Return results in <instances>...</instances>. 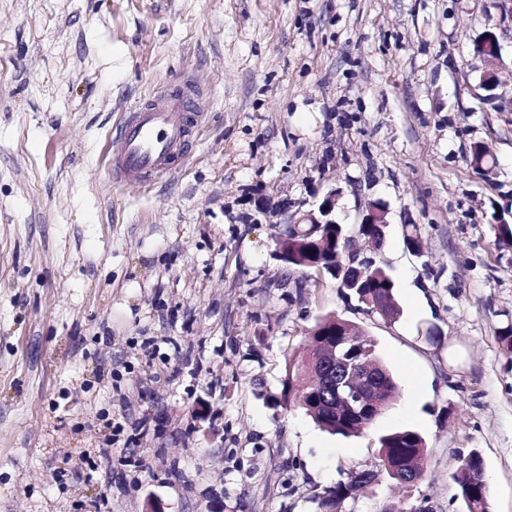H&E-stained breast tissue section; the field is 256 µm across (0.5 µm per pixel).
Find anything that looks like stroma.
Returning a JSON list of instances; mask_svg holds the SVG:
<instances>
[{"label":"stroma","mask_w":512,"mask_h":512,"mask_svg":"<svg viewBox=\"0 0 512 512\" xmlns=\"http://www.w3.org/2000/svg\"><path fill=\"white\" fill-rule=\"evenodd\" d=\"M487 31L511 59L512 0H0V512H315L400 428L423 478L340 512H463L473 451L512 512V69L483 89ZM185 79L204 116L184 162L115 183L125 113ZM332 190L347 231L385 211L382 246L356 249L397 321L280 257ZM333 314L401 389L357 437L271 403Z\"/></svg>","instance_id":"obj_1"}]
</instances>
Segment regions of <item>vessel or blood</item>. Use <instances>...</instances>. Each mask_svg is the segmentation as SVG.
<instances>
[{"label": "vessel or blood", "instance_id": "vessel-or-blood-1", "mask_svg": "<svg viewBox=\"0 0 512 512\" xmlns=\"http://www.w3.org/2000/svg\"><path fill=\"white\" fill-rule=\"evenodd\" d=\"M203 114L194 86L159 93L126 113L111 143L109 165L115 181H147L171 171Z\"/></svg>", "mask_w": 512, "mask_h": 512}]
</instances>
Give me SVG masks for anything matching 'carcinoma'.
Returning <instances> with one entry per match:
<instances>
[{"instance_id": "carcinoma-1", "label": "carcinoma", "mask_w": 512, "mask_h": 512, "mask_svg": "<svg viewBox=\"0 0 512 512\" xmlns=\"http://www.w3.org/2000/svg\"><path fill=\"white\" fill-rule=\"evenodd\" d=\"M481 146L471 151V163L475 168L488 175L496 167V160L481 155ZM299 230L306 234L307 243L296 252L288 253V267L304 272L308 270L307 261H313L325 269L336 270L334 278L346 281V271L343 266L348 264L350 247L353 238L347 235L340 224H301ZM352 292L358 301L365 306V311L375 314L385 313L392 319L401 315V308L394 295V281L387 271L375 264H370L356 284ZM336 335L316 336L314 341L323 343L341 342L347 339V334L356 332L351 323L336 319ZM360 345L353 350L357 360L373 362L379 373L377 396L379 411H384L399 395V386L392 372L380 359L376 341L363 335L359 337ZM311 356L302 358L290 357L286 363L284 389H289L290 379L302 375L306 378L311 374ZM306 414L322 429L343 436L359 435L370 428V425L360 426L352 421L341 418L324 408L313 409L305 401H300ZM378 465L373 468L352 471L347 483H338L325 491L324 495L315 499L318 512H336L337 505L346 497V489L358 491L374 485L383 479H389L397 484L403 483L414 486L421 480L423 469L421 460L425 450V440L420 433L405 428L395 430L378 437ZM459 497L464 502L466 512H489L488 486L484 476L482 457L473 451L464 458L455 475Z\"/></svg>"}]
</instances>
